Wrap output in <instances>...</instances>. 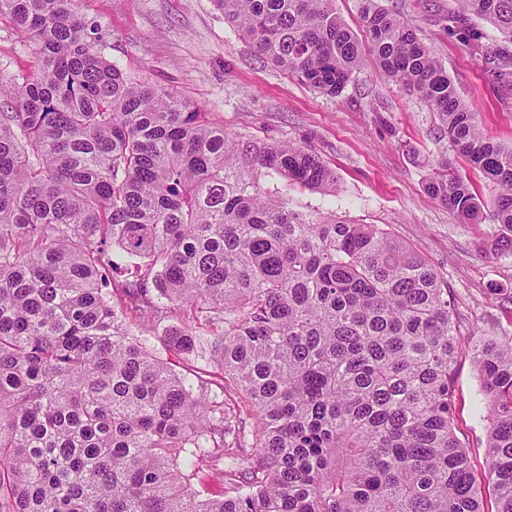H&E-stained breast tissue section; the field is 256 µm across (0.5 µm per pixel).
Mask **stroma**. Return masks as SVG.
I'll list each match as a JSON object with an SVG mask.
<instances>
[{"label": "stroma", "mask_w": 512, "mask_h": 512, "mask_svg": "<svg viewBox=\"0 0 512 512\" xmlns=\"http://www.w3.org/2000/svg\"><path fill=\"white\" fill-rule=\"evenodd\" d=\"M386 4L402 10L431 47L458 96L477 112L486 137L511 145L512 88L496 84L481 53L449 32L447 15L455 0ZM77 9L107 59L131 80L172 91L256 146L290 141L317 152L336 173L335 192L305 190L275 173L260 174V184L286 199L290 209L379 225L426 256L448 282L462 344L480 336H512V254L487 250L498 235L492 208L498 188L457 160L485 204L474 224L462 223L428 193L434 164L453 151L424 102L369 64L353 74L341 95H321L258 56L214 0H77ZM37 68L30 44L1 18L0 70L30 75ZM128 322L134 337L168 358L174 355L172 332L190 327L177 313L161 321L132 316ZM455 415L485 512H494L487 405L466 354L456 364Z\"/></svg>", "instance_id": "35a3bbf8"}]
</instances>
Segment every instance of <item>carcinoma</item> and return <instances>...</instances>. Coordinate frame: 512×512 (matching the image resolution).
<instances>
[{
	"instance_id": "obj_1",
	"label": "carcinoma",
	"mask_w": 512,
	"mask_h": 512,
	"mask_svg": "<svg viewBox=\"0 0 512 512\" xmlns=\"http://www.w3.org/2000/svg\"><path fill=\"white\" fill-rule=\"evenodd\" d=\"M256 53L323 95L370 62L437 113L457 156L499 187L512 253V146L487 139L430 48L382 0L360 33L336 0H214ZM34 46L0 72V512H484L455 431L459 324L443 274L375 224L300 213L266 169L336 192L311 149L241 143L165 88L125 76L77 0H0ZM512 83V0H456L448 27ZM427 191L464 223L484 203L453 161ZM181 313L185 372L112 306ZM472 358L488 479L512 512V337ZM216 365L218 376L209 370ZM224 493L195 488L203 466Z\"/></svg>"
}]
</instances>
